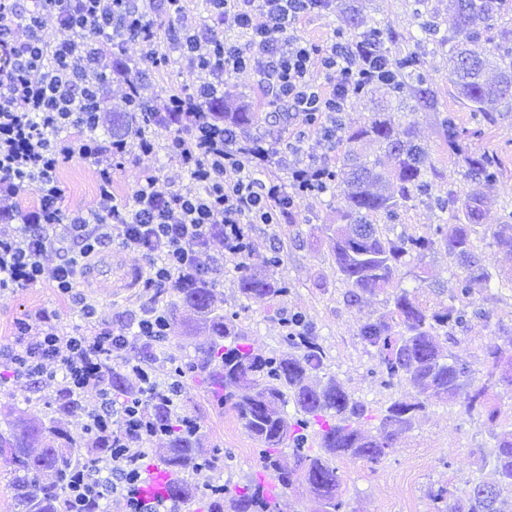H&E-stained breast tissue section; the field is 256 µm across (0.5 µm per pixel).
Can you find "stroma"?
<instances>
[{
    "instance_id": "35a3bbf8",
    "label": "stroma",
    "mask_w": 512,
    "mask_h": 512,
    "mask_svg": "<svg viewBox=\"0 0 512 512\" xmlns=\"http://www.w3.org/2000/svg\"><path fill=\"white\" fill-rule=\"evenodd\" d=\"M413 2L359 0L364 13L388 32L392 40L391 55L420 49L423 71L436 95L435 107H425L411 99L402 104L395 119L401 125H412L417 142L442 171L443 178L436 186L440 194L451 189L466 191L470 184L463 178L461 166L448 156L439 115L446 112L455 115L463 143L470 150L497 152L503 169L489 193L484 221L499 223L505 208H512V112L493 111L483 117L473 114L448 81L447 49L432 43L417 46ZM348 3L349 0H333L326 11L301 17L297 24L299 34L320 45L331 42L336 34H351ZM144 83L150 97L170 91L190 93L196 89L199 77L196 70L178 62L168 69L150 72ZM230 84L233 105L259 115L258 123L248 130V137L262 138L273 149L264 176L284 184L297 159H316L333 166L342 157L344 145L326 140L320 131L298 124L290 127L276 120L271 95L258 87L252 75L235 76ZM128 149L126 160L114 173L112 190L118 199L130 201L144 172H153L163 179L180 177L177 163L164 153H142L134 141L129 143ZM57 178L67 209H93L97 178L89 162L73 159L60 168ZM340 207L339 197L331 191L303 200L288 223L252 225L250 233L257 244L253 255L244 263L235 256L225 255L223 268L210 273L209 279L215 285L221 310L234 315L251 346L259 353L279 357L295 355V348L284 337L282 320L295 312L304 315L313 336L327 353L329 373L354 398L376 409L390 399L413 394L414 389L406 381L390 388L381 386L375 351L365 347L358 337L361 324L389 312L391 304L383 292L364 295L357 305L347 304V285L336 272L324 233L325 225L338 223ZM450 221V213L419 202L402 211L390 231L421 235ZM475 244L486 261L500 271L499 285L476 295L482 315L457 331L449 350L478 370L483 366L488 343H496L512 354V260L498 253L486 239L476 238ZM276 253L282 261L274 265L270 258ZM245 265L261 271L270 280L288 281L287 296L264 304L245 298L239 291L240 271ZM455 270L454 260L440 247L409 258L399 268L397 279L402 287L417 290L427 307L441 310L451 304ZM170 300V289H146L140 285L109 298L99 295L92 298L98 321L125 331L130 330L132 323L151 304L163 307ZM41 309L55 311L66 331L80 332L86 328L78 308L60 296L52 282L45 280L0 292V346L12 344L18 319ZM209 342L207 332L198 329L171 337L155 365L157 376L165 377L170 368L185 365L206 349ZM58 388L55 380L20 383L11 373L2 372L0 411L18 406L37 421L56 418L71 438L87 442L88 437L80 426L61 413ZM180 402L199 425L197 437L201 456L214 462L213 467L191 470L184 475L194 494L193 512H207L202 497L206 488L215 482L228 488L245 483L258 469V449L233 413L217 407L202 377L185 374ZM499 430V423L486 415L466 413L462 400L429 404L378 464L349 455L337 458L347 512H434L429 489L450 486L460 490L472 482L491 480V453L494 436Z\"/></svg>"
}]
</instances>
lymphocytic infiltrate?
I'll return each instance as SVG.
<instances>
[{
	"instance_id": "1",
	"label": "lymphocytic infiltrate",
	"mask_w": 512,
	"mask_h": 512,
	"mask_svg": "<svg viewBox=\"0 0 512 512\" xmlns=\"http://www.w3.org/2000/svg\"><path fill=\"white\" fill-rule=\"evenodd\" d=\"M330 0H207L218 26L240 40L202 31L181 0H0V289L24 288L42 280L80 304L87 327L73 335L40 310L16 324L12 346L0 349L15 378H60L57 394L75 413L86 389L102 403L87 409L100 466L76 475L58 512H101L109 496L124 512H181L177 499L141 498L142 459L150 441L183 416L180 381L159 383L153 360L169 333L165 313L150 308L134 336L97 324L95 307L78 294V273L111 237L140 251L148 262L145 287L175 288L184 278L223 267L225 255L248 259L255 250L253 224H284L300 201L327 190L330 165L298 161L289 185L257 178L270 158L263 141L240 142L224 120V88L233 76L250 73L290 117L311 126L323 122L335 136V113L366 86L381 83L387 56L353 36L318 45L295 32L304 15L328 9ZM169 13L171 51L160 46L155 18ZM53 23L58 41L43 40ZM142 43L148 69L159 71L172 58L199 74L192 93L146 99L121 56L127 42ZM139 113L135 133L141 151L164 152L187 178L162 180L144 174L131 202L118 201L112 173L128 152L130 134L99 136L102 116L113 99ZM96 170L98 193L92 214L64 207L56 173L73 159ZM38 193L21 207L20 194ZM64 249L62 262L48 268L49 249ZM144 360L124 365L137 378L133 394L116 397L112 360L131 339Z\"/></svg>"
}]
</instances>
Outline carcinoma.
Here are the masks:
<instances>
[{"label": "carcinoma", "mask_w": 512, "mask_h": 512, "mask_svg": "<svg viewBox=\"0 0 512 512\" xmlns=\"http://www.w3.org/2000/svg\"><path fill=\"white\" fill-rule=\"evenodd\" d=\"M508 2L448 0L457 21L452 38L440 33L432 16L417 8L413 12L421 34L418 41L448 46L452 63L449 81L480 112L512 110V37L497 43L484 37L492 21L507 10ZM350 23L358 35L386 47L385 31L375 22L368 23L359 11L352 12ZM463 56L472 60L467 69L457 67ZM392 64L396 78L384 86L388 94L399 101L410 97L435 104L425 85L418 52L395 56ZM440 127L448 154L460 159L462 177L473 182L474 188L461 195L452 189L443 195L435 193L434 180L440 171L427 167L411 127L399 128L391 112H376L362 125L339 127L338 140L348 146L333 169L336 186L342 188V223L326 227L336 272L348 286L345 298L349 305L365 293L390 290L392 308L385 315L367 319L360 327L359 339L378 356L380 384L390 387L405 379L415 390L413 396L396 399L378 413L352 398L334 376L325 373L326 352L311 336L306 322L299 329L283 322L285 338L299 355L280 358L256 352L233 320L215 310L212 288L196 278L173 289L166 309L171 325L182 307L193 311L208 329L210 345L186 369L207 381L216 404L231 409L245 432L260 445L261 473L282 492L294 482H302L321 512H343L345 507L336 457L350 454L379 462L432 401H451L462 391L466 392V412L494 419L499 416L498 408L491 404L494 389L512 387V358L503 360L504 350L499 345L487 349L490 367L480 377L470 363L444 352L443 344L455 340L456 329L482 315L475 307V294L495 285L492 266L476 250L475 226L483 225V237L498 252L512 256V211L498 224H482L488 189L500 175L499 163L488 152L463 148L454 115L443 116ZM365 139L377 142L382 151L372 161L362 159L353 149ZM424 200L442 212L451 211L453 223L440 224L425 235L402 232L392 237L374 223L378 214L394 223L400 211ZM439 246L448 250L459 269L452 294L459 306L431 311L416 292L401 287L395 279L408 258ZM239 287L244 297L261 303L288 294V281L272 282L246 265L242 266ZM290 404L294 407L291 415L286 411ZM366 418L379 421L377 433L358 429L359 421ZM494 440L493 496L485 499L472 494L475 483L460 492L431 489L429 497L436 512H502L503 497L512 495V422L503 426ZM285 448L296 455L298 467L294 470L285 471L280 465ZM0 453L9 454L7 489L15 512H56V503L69 491L73 476L98 465L97 459L86 457L80 445L53 423L32 422L16 409L5 414L0 424ZM163 461L176 475L214 464L200 459L190 432L176 422L171 424L170 447L165 449ZM206 496L207 512H283L281 496L268 495L255 479L236 490L214 483Z\"/></svg>", "instance_id": "1"}]
</instances>
